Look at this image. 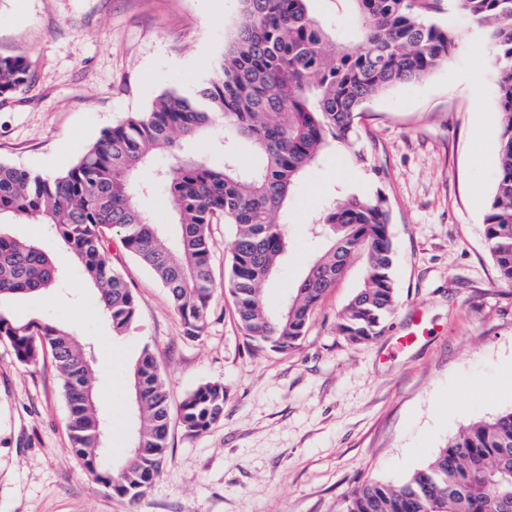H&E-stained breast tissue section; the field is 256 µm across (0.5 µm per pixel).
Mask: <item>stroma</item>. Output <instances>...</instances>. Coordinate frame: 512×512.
<instances>
[{"label": "stroma", "instance_id": "35a3bbf8", "mask_svg": "<svg viewBox=\"0 0 512 512\" xmlns=\"http://www.w3.org/2000/svg\"><path fill=\"white\" fill-rule=\"evenodd\" d=\"M429 17L456 29L460 46L429 77L376 94L358 118L366 162L332 146L308 168L277 215L290 250L266 286L279 308L320 249L310 227L333 201L384 195L396 245L398 303L383 336L354 345L336 320L362 284L352 261L321 301L300 347L281 355L243 337L224 290L230 226L214 225L218 285L204 334L185 336L165 290L112 244L138 303L113 336L94 290L46 224L1 230L38 241L68 273L53 292L0 303V313L50 318L91 348L108 407L111 458L136 427L132 385L114 365L150 347L172 408L200 384L223 383L224 419L190 437L172 421L162 474L139 501L118 496L81 466L51 357L25 366L0 343V512H341L368 480L404 482L468 424L512 408V286L499 281L484 238L496 185L487 142L499 137V93L483 31L451 0ZM311 13L354 39L346 0H310ZM241 0H0V55L29 63L31 83L0 100V161L35 173L73 165L103 132L146 111L163 92L204 87L236 28ZM424 332L410 350H387L414 311Z\"/></svg>", "mask_w": 512, "mask_h": 512}]
</instances>
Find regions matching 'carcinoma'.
<instances>
[{
  "label": "carcinoma",
  "instance_id": "1",
  "mask_svg": "<svg viewBox=\"0 0 512 512\" xmlns=\"http://www.w3.org/2000/svg\"><path fill=\"white\" fill-rule=\"evenodd\" d=\"M309 0H242V15L210 85L200 97L160 95L145 112L107 130L69 169L42 175L0 161V223L51 224L97 291L115 336L136 320L138 305L110 244L161 284L185 336L205 330L215 294L211 228L231 226L224 282L239 328L254 346L286 354L300 345L314 310L353 260L366 277L345 305L336 332L351 344L379 338L397 304L395 247L386 198L351 195L330 204L312 225L328 248L311 265L285 306L267 304L264 288L288 248V227L276 221L302 171L333 141H357L356 119L381 90L428 76L458 48V32L430 22L428 0H348L357 38L345 42L316 21ZM487 32L500 98L494 194L484 237L500 281L512 286V0H453ZM27 61L0 56V97L31 82ZM224 128L217 166L190 145ZM254 154L241 162L237 145ZM163 163H158V160ZM158 194L176 226L169 238L139 208L137 194ZM63 274L39 244L0 232V301L46 293ZM0 342L22 365L48 352L70 413L69 439L86 471L112 492L141 498L166 463L171 423L169 389L144 349L129 370L138 427L116 463L104 452L108 422L98 403L91 351L51 320L0 313ZM224 418V385L207 382L182 401L189 436ZM343 512H512V409L459 431L404 483L367 481Z\"/></svg>",
  "mask_w": 512,
  "mask_h": 512
}]
</instances>
